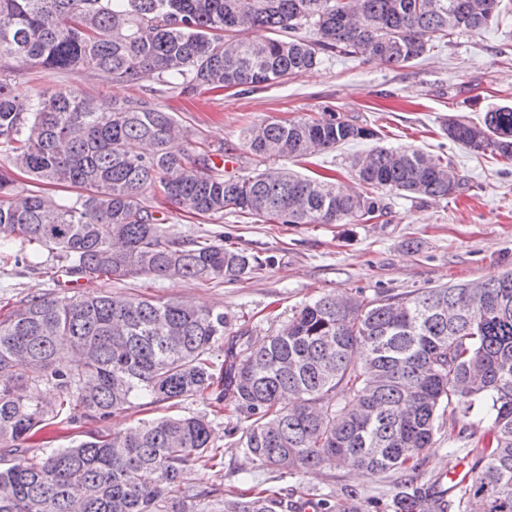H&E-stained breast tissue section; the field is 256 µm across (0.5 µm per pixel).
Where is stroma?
Listing matches in <instances>:
<instances>
[{
	"instance_id": "35a3bbf8",
	"label": "stroma",
	"mask_w": 512,
	"mask_h": 512,
	"mask_svg": "<svg viewBox=\"0 0 512 512\" xmlns=\"http://www.w3.org/2000/svg\"><path fill=\"white\" fill-rule=\"evenodd\" d=\"M26 88L38 93L63 87L103 98H145L176 113L210 145L216 164H227L236 176L253 174L256 162L242 132L261 122L315 119L335 111L345 120L368 125L381 134L386 148L414 147L448 157L468 178L458 193L427 203L386 194L377 220L359 224H276L262 217L232 214L213 220L176 210L163 199L153 205L164 214L173 234L184 242L224 240L246 252L269 258L268 268L235 282L202 283L134 275L103 285L85 280L83 292L113 293L156 299H177L223 313L225 336L248 333L257 338L278 331L294 309L310 299L362 290L365 296H404L414 291L498 277L512 269V162L489 154L476 155L451 142L448 117L478 123L486 110L512 105V15L481 33L452 39L448 45L407 66L391 67L377 60L337 58L253 92L232 88L182 94L149 75L138 83H112L90 72L47 75L31 69ZM371 142L349 143L309 160L287 161V168L309 175L332 169L338 186L358 188L351 165L371 149ZM55 253L22 238L10 240L0 253V309L16 307L32 296L57 293ZM199 398L177 405L133 407L105 422L83 421L55 430L50 442L37 443L36 453L65 448L85 432L121 430L163 414L208 413ZM248 424L244 414L222 412L212 420V441L224 450L223 467L192 468L199 488L219 493L242 492L253 486L281 491L305 506L334 501L355 493L389 501L395 475L370 476L342 466L287 474L246 460L239 439ZM466 456L462 443H436L421 456L406 479L432 481L452 470Z\"/></svg>"
}]
</instances>
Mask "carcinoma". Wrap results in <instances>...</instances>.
<instances>
[{
    "label": "carcinoma",
    "instance_id": "carcinoma-1",
    "mask_svg": "<svg viewBox=\"0 0 512 512\" xmlns=\"http://www.w3.org/2000/svg\"><path fill=\"white\" fill-rule=\"evenodd\" d=\"M512 0H0V245L20 235L83 277L134 274L201 282L260 273L269 260L222 243L178 241L144 205L159 191L177 210L277 224H347L384 209L382 191L422 201L464 185L451 162L420 149L376 146L353 169L350 194L324 175L266 167L224 175L203 141L145 99L23 89L30 68L91 71L111 82L149 74L189 92L280 84L325 57L379 58L404 67L455 36L512 12ZM265 30L272 37L240 34ZM312 31V40L306 31ZM448 139L512 161V106L479 124L453 116ZM379 131L323 113L243 131L263 159H299ZM184 141L192 149L174 153ZM82 193L56 200L16 183L15 171ZM224 314L180 300L107 291L33 296L0 319V512H287L270 489L217 506L190 484L224 451L205 415L161 416L125 431L90 432L40 457L25 444L51 427L103 421L142 406L213 397V412L247 413L245 456L286 473L337 466L402 472L456 414L484 411L495 446L474 447L471 478L430 492L395 485L392 512H512V270L489 281L404 297L328 294L302 304L277 333L227 349ZM50 384L52 404L27 388ZM349 494L322 512H372Z\"/></svg>",
    "mask_w": 512,
    "mask_h": 512
}]
</instances>
